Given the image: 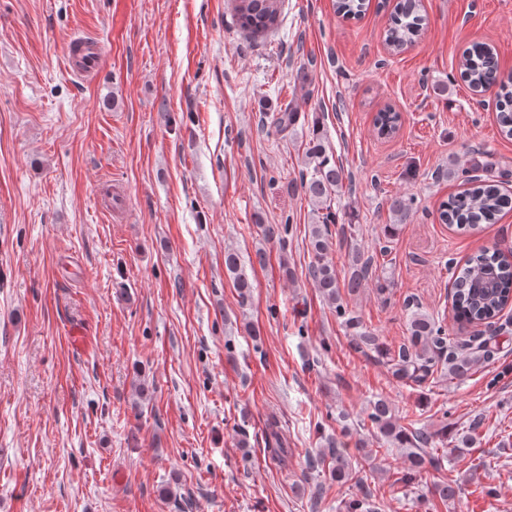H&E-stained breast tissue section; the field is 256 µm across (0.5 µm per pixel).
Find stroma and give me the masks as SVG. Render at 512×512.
<instances>
[{
    "label": "stroma",
    "instance_id": "1",
    "mask_svg": "<svg viewBox=\"0 0 512 512\" xmlns=\"http://www.w3.org/2000/svg\"><path fill=\"white\" fill-rule=\"evenodd\" d=\"M422 4L420 39L394 54L392 0L358 19L338 17L336 0H284L256 40L230 0H0V512H179L185 492L192 512H346L367 488L381 512H512V307L495 321L497 355L465 381L393 378L307 274L315 215L291 187L307 130L260 126L297 105L355 177L336 201L351 238L329 255L340 304L392 351L410 300L467 339L451 318L453 265L512 249V212L460 233L438 209L467 187L449 164L475 149L512 194V139L458 71L480 43L512 74V0ZM78 34L105 56L85 77L69 64ZM387 106L402 122L382 137ZM106 183L125 191L120 217ZM402 195L412 209L385 237ZM284 222L285 240L265 238ZM354 245L374 253L379 280L353 292ZM228 250L248 268V300ZM377 396L452 435L480 420L481 440L438 445L439 468L393 484L403 451L378 450L363 422ZM271 420L293 450L284 466L264 445ZM330 437L354 462L377 449L364 487L309 471ZM436 482L454 498L431 495ZM224 266L229 276L233 279L236 288L239 289L241 296L244 298L249 292L250 280L239 256L234 252L225 253Z\"/></svg>",
    "mask_w": 512,
    "mask_h": 512
}]
</instances>
